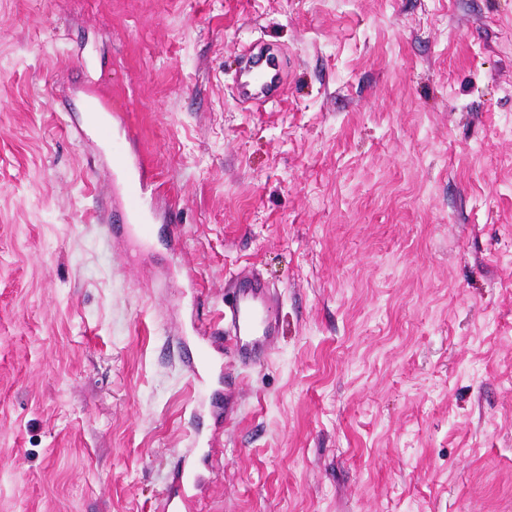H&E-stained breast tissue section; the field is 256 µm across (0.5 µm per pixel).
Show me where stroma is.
Wrapping results in <instances>:
<instances>
[{
  "mask_svg": "<svg viewBox=\"0 0 512 512\" xmlns=\"http://www.w3.org/2000/svg\"><path fill=\"white\" fill-rule=\"evenodd\" d=\"M509 38L512 0H0V512H160L190 447L193 512H512ZM250 270L282 334L211 347L195 418L179 337ZM190 371L200 395V411L215 414L219 408V390L211 386L210 378L202 364V360L197 359L194 361L190 366Z\"/></svg>",
  "mask_w": 512,
  "mask_h": 512,
  "instance_id": "obj_1",
  "label": "stroma"
}]
</instances>
